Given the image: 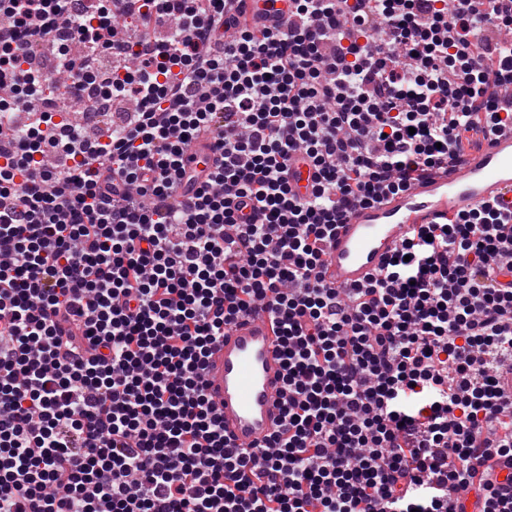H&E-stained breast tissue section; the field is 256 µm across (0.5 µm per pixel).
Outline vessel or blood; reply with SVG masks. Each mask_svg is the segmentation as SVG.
<instances>
[{"mask_svg":"<svg viewBox=\"0 0 512 512\" xmlns=\"http://www.w3.org/2000/svg\"><path fill=\"white\" fill-rule=\"evenodd\" d=\"M257 14L286 21L288 0H240L237 19ZM217 158L212 137L192 140L184 155L179 201L193 195ZM313 177L308 162L297 158L290 178L295 191L306 193ZM492 199L512 210V131L493 136L449 173L423 179L377 206L353 209L326 246L323 278L336 288L360 286L384 266L411 226ZM283 373L280 341L265 315L239 317L212 347L204 372L206 391L225 436L238 447L264 445L279 429L286 399Z\"/></svg>","mask_w":512,"mask_h":512,"instance_id":"b4317fda","label":"vessel or blood"}]
</instances>
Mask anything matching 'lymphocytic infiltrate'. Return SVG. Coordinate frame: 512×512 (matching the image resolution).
I'll list each match as a JSON object with an SVG mask.
<instances>
[{
  "instance_id": "f902f5d3",
  "label": "lymphocytic infiltrate",
  "mask_w": 512,
  "mask_h": 512,
  "mask_svg": "<svg viewBox=\"0 0 512 512\" xmlns=\"http://www.w3.org/2000/svg\"><path fill=\"white\" fill-rule=\"evenodd\" d=\"M487 2L289 0L287 25L229 40L227 0H0V512H512V211L412 227L357 288L320 273L351 208L512 129V41L474 38L512 0ZM132 13L171 29L128 53ZM63 30L68 99L108 52L107 94L136 103L108 142L29 109ZM202 132L222 162L176 202ZM254 312L288 403L242 449L204 370ZM314 173L315 170L302 156L296 158V162L292 166L290 182L297 193L303 195L310 189Z\"/></svg>"
}]
</instances>
